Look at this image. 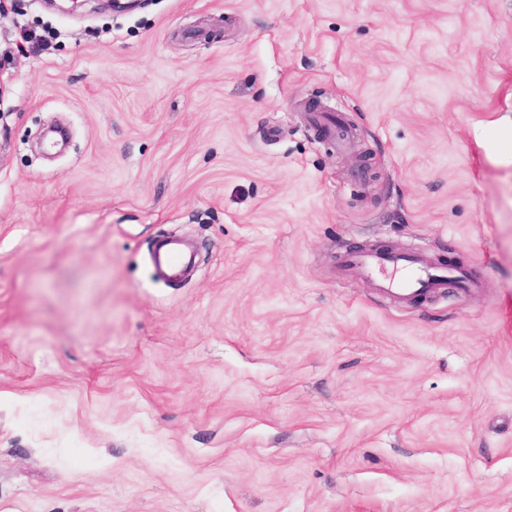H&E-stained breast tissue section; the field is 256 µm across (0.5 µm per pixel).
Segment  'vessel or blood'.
Wrapping results in <instances>:
<instances>
[{"label":"vessel or blood","mask_w":512,"mask_h":512,"mask_svg":"<svg viewBox=\"0 0 512 512\" xmlns=\"http://www.w3.org/2000/svg\"><path fill=\"white\" fill-rule=\"evenodd\" d=\"M190 262V255L175 236L161 244L152 256L156 276L168 280L179 278ZM341 272L346 276L373 279L379 291L393 298H408L439 290L452 281L464 288L471 285L464 274L405 253L358 252L344 259Z\"/></svg>","instance_id":"obj_1"}]
</instances>
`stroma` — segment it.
<instances>
[{
  "instance_id": "obj_1",
  "label": "stroma",
  "mask_w": 512,
  "mask_h": 512,
  "mask_svg": "<svg viewBox=\"0 0 512 512\" xmlns=\"http://www.w3.org/2000/svg\"><path fill=\"white\" fill-rule=\"evenodd\" d=\"M506 116L512 0H0V512H512ZM190 262L191 255L183 248L177 236H170L152 256V267L156 276L168 280L179 278ZM389 271L402 274L396 276ZM341 272L358 278H372L376 274L375 288L393 298H408L440 290L448 286V280L457 282L462 288L476 287L462 273L448 271L421 256L405 253L358 252L344 259Z\"/></svg>"
}]
</instances>
